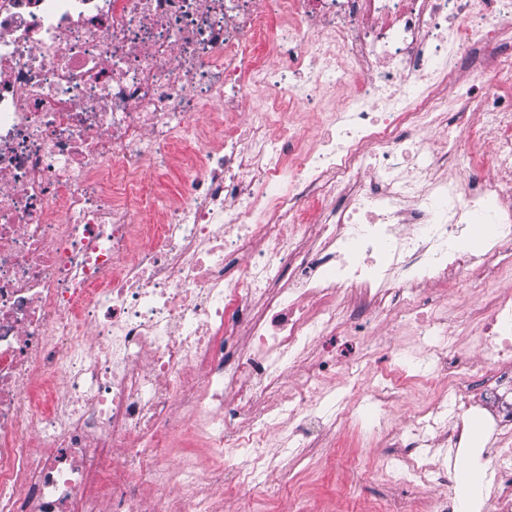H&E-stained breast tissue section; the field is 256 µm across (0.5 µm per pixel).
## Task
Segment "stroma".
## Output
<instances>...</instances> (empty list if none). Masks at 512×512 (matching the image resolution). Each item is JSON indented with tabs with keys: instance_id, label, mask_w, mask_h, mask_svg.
<instances>
[{
	"instance_id": "obj_1",
	"label": "stroma",
	"mask_w": 512,
	"mask_h": 512,
	"mask_svg": "<svg viewBox=\"0 0 512 512\" xmlns=\"http://www.w3.org/2000/svg\"><path fill=\"white\" fill-rule=\"evenodd\" d=\"M422 298L428 309L448 320V329L455 340L448 349V358L471 353L476 323L470 312L485 306L489 293L460 288L433 289L424 291ZM399 315V310L395 309L381 319L376 336L350 342L340 333L332 342L317 349L320 357L327 356L335 347L346 349L351 357L360 360L365 370L356 385L349 383L342 369L330 370L327 375L328 390L339 397L350 395V417L337 426L335 432L323 437L319 447L289 456L288 467L294 474L293 480L274 499L259 502L260 512H371L375 504L383 501L398 508L414 503L418 512H432L433 501L440 492L447 493L454 501L456 512H481L483 506L491 502L495 473L489 466L480 470L479 488L468 492L459 491L453 482L436 491L399 486L389 480L387 461L392 429L433 391L422 378L407 380L402 403L397 410L387 413L385 428L374 432L365 429L362 411L367 393L381 374L395 370V350L407 341L397 328Z\"/></svg>"
}]
</instances>
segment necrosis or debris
Masks as SVG:
<instances>
[{
	"label": "necrosis or debris",
	"mask_w": 512,
	"mask_h": 512,
	"mask_svg": "<svg viewBox=\"0 0 512 512\" xmlns=\"http://www.w3.org/2000/svg\"><path fill=\"white\" fill-rule=\"evenodd\" d=\"M480 212L494 232L452 248ZM507 259L512 0H0V512L278 495L270 436L305 448L348 415L324 405L329 361L290 374L345 304L404 308L401 371L448 361L421 291L491 287ZM479 349L512 356L511 291ZM450 363L390 471L446 479L437 440L469 447L475 406L456 381L480 377L474 459L504 471L494 512H512V369Z\"/></svg>",
	"instance_id": "4bbe7bcc"
}]
</instances>
